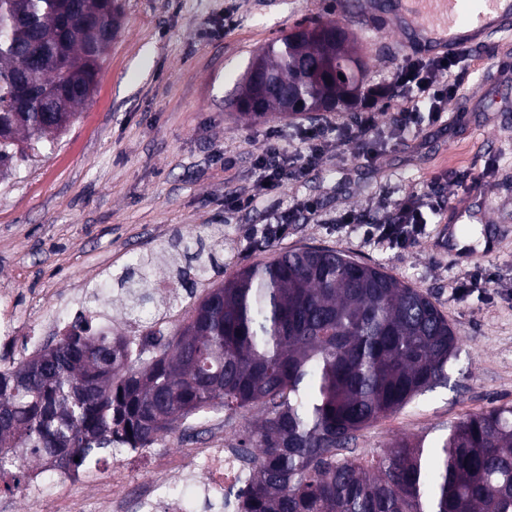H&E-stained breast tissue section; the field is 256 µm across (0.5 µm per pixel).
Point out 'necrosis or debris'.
Listing matches in <instances>:
<instances>
[{
    "label": "necrosis or debris",
    "mask_w": 512,
    "mask_h": 512,
    "mask_svg": "<svg viewBox=\"0 0 512 512\" xmlns=\"http://www.w3.org/2000/svg\"><path fill=\"white\" fill-rule=\"evenodd\" d=\"M151 484L134 483L121 462L112 465V487L91 497H66L64 512H236L243 473L237 457L222 448H184L157 462ZM192 486L186 501L176 486Z\"/></svg>",
    "instance_id": "4bbe7bcc"
}]
</instances>
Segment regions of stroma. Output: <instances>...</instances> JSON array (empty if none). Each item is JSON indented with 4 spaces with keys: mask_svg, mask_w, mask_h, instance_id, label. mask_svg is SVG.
I'll list each match as a JSON object with an SVG mask.
<instances>
[{
    "mask_svg": "<svg viewBox=\"0 0 512 512\" xmlns=\"http://www.w3.org/2000/svg\"><path fill=\"white\" fill-rule=\"evenodd\" d=\"M122 9L123 29L91 100L51 147L0 177V287L16 290L17 354L30 338L50 340L51 321L72 315L79 294L98 293L82 315L112 332L143 334L158 317L170 332L194 297L240 267L326 246L430 293L459 337L447 384L360 431L358 447L370 453L400 438H434L468 414L512 406V35L471 48L444 123L397 138L387 99L368 98L383 133L369 162L360 145L339 139L349 114L328 113L317 165L267 196L257 191V153L270 139L295 147L309 122L238 118L229 103L252 57L297 23L331 19L355 37L374 87L409 52L386 5L375 6L381 21L366 32L355 20L357 0H122ZM451 169L469 180L442 189L439 212L405 252L336 223L347 209L384 217L386 206ZM230 192L256 195V207L225 208ZM309 199L318 206L313 219L298 210ZM286 210L295 221L285 236L250 237ZM203 226L215 266L182 287L173 272L186 261L170 250L139 317L126 319L113 276ZM460 279L468 290L456 291Z\"/></svg>",
    "mask_w": 512,
    "mask_h": 512,
    "instance_id": "obj_1",
    "label": "stroma"
}]
</instances>
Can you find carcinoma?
<instances>
[{
  "label": "carcinoma",
  "instance_id": "carcinoma-1",
  "mask_svg": "<svg viewBox=\"0 0 512 512\" xmlns=\"http://www.w3.org/2000/svg\"><path fill=\"white\" fill-rule=\"evenodd\" d=\"M100 27L121 30L123 11L77 0ZM65 0H0V175L53 144L81 104L56 111L34 97L13 111L19 85H53L55 58L95 80L109 45L64 28ZM320 37L284 35L256 57L270 74L262 111L231 102L248 119L281 114L294 93L302 115L355 107L365 63L347 32L308 22ZM191 252L203 273L213 254ZM167 249L143 254L117 277L128 308L149 299ZM459 338L429 294L384 267L325 247H300L240 268L207 289L153 351L81 317L35 354L0 359V479L14 484L41 462L77 472L97 450L149 448L209 412L259 410L238 450L251 474L241 512H512V407L469 414L428 440L399 439L362 462L357 433L448 382Z\"/></svg>",
  "mask_w": 512,
  "mask_h": 512
}]
</instances>
